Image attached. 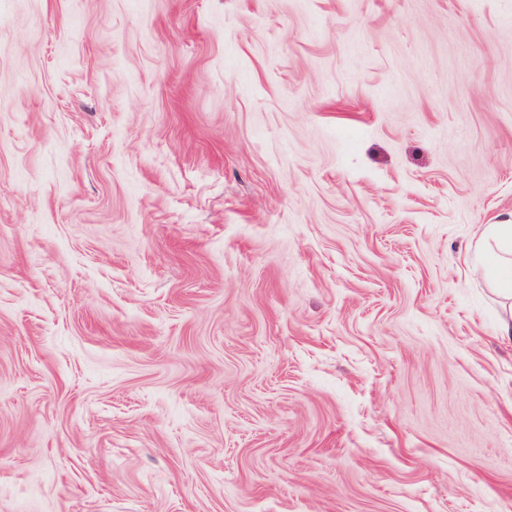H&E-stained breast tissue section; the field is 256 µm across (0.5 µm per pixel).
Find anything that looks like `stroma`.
I'll return each mask as SVG.
<instances>
[{"instance_id": "35a3bbf8", "label": "stroma", "mask_w": 512, "mask_h": 512, "mask_svg": "<svg viewBox=\"0 0 512 512\" xmlns=\"http://www.w3.org/2000/svg\"><path fill=\"white\" fill-rule=\"evenodd\" d=\"M512 0H0V512H512ZM481 247L488 261L495 264L503 293L512 297V221L486 224L481 233Z\"/></svg>"}]
</instances>
